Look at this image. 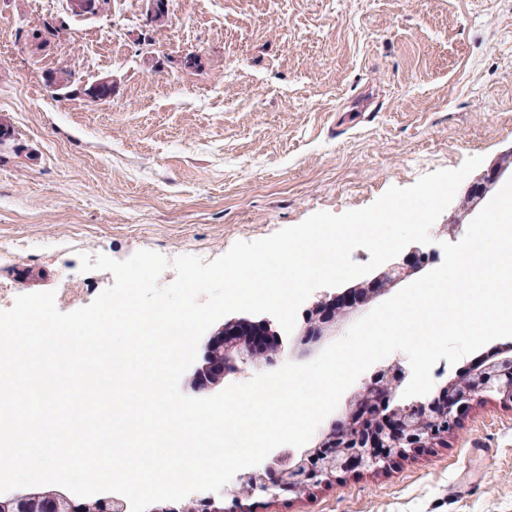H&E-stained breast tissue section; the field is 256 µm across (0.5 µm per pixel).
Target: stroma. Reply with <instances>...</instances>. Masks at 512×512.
I'll return each instance as SVG.
<instances>
[{
	"mask_svg": "<svg viewBox=\"0 0 512 512\" xmlns=\"http://www.w3.org/2000/svg\"><path fill=\"white\" fill-rule=\"evenodd\" d=\"M66 2L0 0V241L19 245L0 284L54 292L63 312L114 283L80 255L215 259L512 148V0H169L149 58L129 33L142 0L103 18ZM21 16L68 32L38 47ZM61 68L112 76L111 100L56 98L45 76ZM251 508L512 512V405L474 403L386 471Z\"/></svg>",
	"mask_w": 512,
	"mask_h": 512,
	"instance_id": "1",
	"label": "stroma"
}]
</instances>
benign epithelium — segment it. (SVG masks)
<instances>
[{"label":"benign epithelium","mask_w":512,"mask_h":512,"mask_svg":"<svg viewBox=\"0 0 512 512\" xmlns=\"http://www.w3.org/2000/svg\"><path fill=\"white\" fill-rule=\"evenodd\" d=\"M68 6L71 14H105L102 0H68ZM505 178H512V149L501 154L468 186L455 203L454 215L441 225L440 235L457 239L464 225L476 217L483 201ZM434 254L428 245L417 243L400 261L387 264L374 276L340 293L317 296L305 309L297 337L290 346L283 344L269 319L223 321L197 349L190 388L198 395L206 394L223 384L231 372L273 367L288 361L298 348H313L325 337L334 335L336 323L424 270ZM409 375L405 362L395 358L364 376L338 416L353 427V435L339 436L333 422L299 454H280L271 465L239 471L222 496H205L198 510L224 512V497L229 496L237 504L231 512H246L247 501L256 496L274 500L286 492L302 495L332 484L340 473L383 471L394 456L427 448L445 437L443 429L454 427L461 412L473 402L499 397L512 403V354L507 351L500 358L470 363L461 375L439 385L426 405L397 400Z\"/></svg>","instance_id":"benign-epithelium-1"}]
</instances>
